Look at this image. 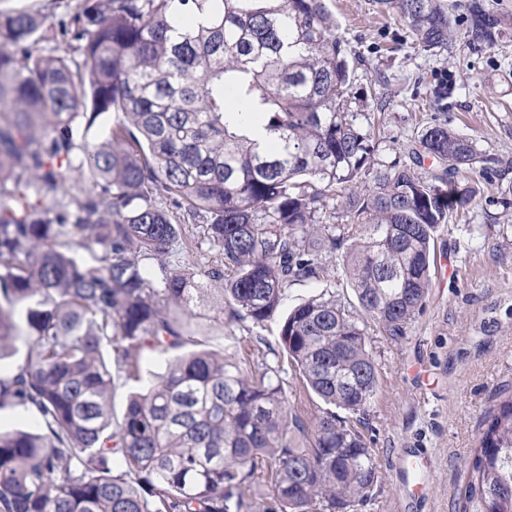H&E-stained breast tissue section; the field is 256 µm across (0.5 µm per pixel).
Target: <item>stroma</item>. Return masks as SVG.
Here are the masks:
<instances>
[{"mask_svg": "<svg viewBox=\"0 0 512 512\" xmlns=\"http://www.w3.org/2000/svg\"><path fill=\"white\" fill-rule=\"evenodd\" d=\"M446 2L452 42L426 51L414 44L396 11L376 0H326L347 48L352 108L377 118L375 151L350 192L365 193L377 172L401 159L437 121L482 153L512 160V0H489L510 24L498 46L478 51L463 38L467 0ZM447 75L458 89L445 111L432 89ZM479 182L476 201L435 237L436 272L405 335L392 338L376 324L367 327L377 388L357 428L374 455L378 481L354 512H458L464 465L479 444L484 418L512 394V206L500 193L501 184H512V173L493 171ZM323 263L327 276L289 285L277 317L263 325L228 320L224 283L213 279L187 318L200 348L234 356L248 369L280 367L292 406L310 424L325 406L288 363L279 327L281 316L321 293L357 310L342 251L324 254ZM408 448L425 449L432 460L429 483L419 493L394 469Z\"/></svg>", "mask_w": 512, "mask_h": 512, "instance_id": "obj_1", "label": "stroma"}]
</instances>
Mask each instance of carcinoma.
<instances>
[{
	"instance_id": "1",
	"label": "carcinoma",
	"mask_w": 512,
	"mask_h": 512,
	"mask_svg": "<svg viewBox=\"0 0 512 512\" xmlns=\"http://www.w3.org/2000/svg\"><path fill=\"white\" fill-rule=\"evenodd\" d=\"M380 3L418 46L448 48L443 0ZM466 8V44L494 48L501 14L487 0ZM60 39L63 51L35 49ZM349 98L325 0H82L58 27L0 5V358L26 345L0 377V411L36 416L0 428V512H336L369 496L372 450L335 412L310 430L276 369L179 353L182 316L206 288L160 261L193 247L184 225H203L221 255L205 275L225 279L228 318L261 324L288 285L323 277L322 250L344 246L360 308L405 335L431 286L437 230L477 195L455 177L499 160L430 125L410 158L442 171L426 182L396 162L366 196H346L358 226L346 246L319 211L373 152L369 113ZM106 113L111 126L86 142L80 129ZM71 172L86 183L77 195ZM49 194L68 202L53 214ZM280 340L323 402L365 411L375 361L336 296L294 307ZM147 350L177 355L117 419L114 392ZM484 426L460 512H512V396ZM269 480V501L244 494Z\"/></svg>"
}]
</instances>
